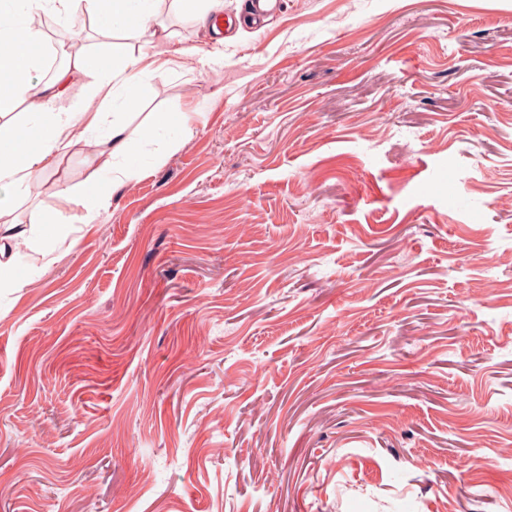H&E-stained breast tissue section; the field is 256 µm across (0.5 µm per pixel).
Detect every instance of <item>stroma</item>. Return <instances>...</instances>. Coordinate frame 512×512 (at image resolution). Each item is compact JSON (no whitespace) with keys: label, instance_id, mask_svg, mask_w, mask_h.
Returning a JSON list of instances; mask_svg holds the SVG:
<instances>
[{"label":"stroma","instance_id":"35a3bbf8","mask_svg":"<svg viewBox=\"0 0 512 512\" xmlns=\"http://www.w3.org/2000/svg\"><path fill=\"white\" fill-rule=\"evenodd\" d=\"M161 13L41 26L32 82L157 53L130 120L194 134L95 215L89 147L19 209L58 244L0 292V512H512V0Z\"/></svg>","mask_w":512,"mask_h":512}]
</instances>
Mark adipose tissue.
<instances>
[{
  "label": "adipose tissue",
  "mask_w": 512,
  "mask_h": 512,
  "mask_svg": "<svg viewBox=\"0 0 512 512\" xmlns=\"http://www.w3.org/2000/svg\"><path fill=\"white\" fill-rule=\"evenodd\" d=\"M161 2L0 0V46L13 49L8 60L0 59V112L22 104L27 112L46 117L31 124L17 115L0 124V241H37L40 256L49 255L47 225L27 226L12 218L30 187L72 149L94 146L97 179L82 197L84 207L94 210L130 178V169L116 166L115 160L126 156L141 134L124 113L138 105L137 90L149 72L146 54L108 62L97 53H77L51 80L36 84L29 70L42 61L34 51L42 40L37 18H62L72 25L88 19L106 30L143 36Z\"/></svg>",
  "instance_id": "adipose-tissue-1"
}]
</instances>
